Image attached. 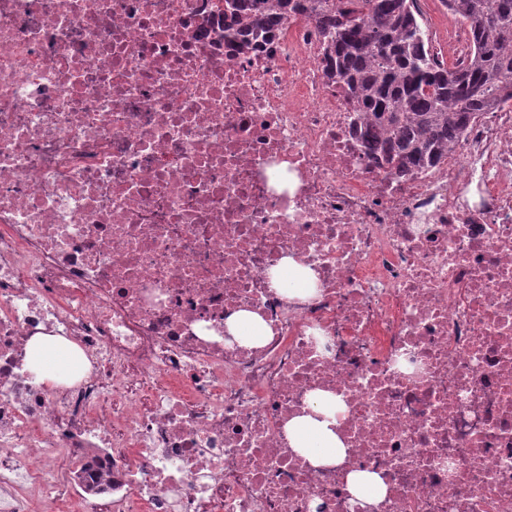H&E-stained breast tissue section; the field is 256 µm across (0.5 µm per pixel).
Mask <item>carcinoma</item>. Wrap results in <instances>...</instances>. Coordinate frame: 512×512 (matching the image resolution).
I'll return each mask as SVG.
<instances>
[{"instance_id":"cac0c4a2","label":"carcinoma","mask_w":512,"mask_h":512,"mask_svg":"<svg viewBox=\"0 0 512 512\" xmlns=\"http://www.w3.org/2000/svg\"><path fill=\"white\" fill-rule=\"evenodd\" d=\"M471 27L466 68L447 67L420 22L417 0H317L328 76L342 84L371 149L394 170L448 156L479 112L512 84V0H444ZM304 10L302 0H224V36L245 47Z\"/></svg>"}]
</instances>
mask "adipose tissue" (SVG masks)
<instances>
[{"label": "adipose tissue", "mask_w": 512, "mask_h": 512, "mask_svg": "<svg viewBox=\"0 0 512 512\" xmlns=\"http://www.w3.org/2000/svg\"><path fill=\"white\" fill-rule=\"evenodd\" d=\"M343 411L344 405L339 398L329 394L316 395L309 414L294 418L287 425L295 450L316 466L340 464L345 457V448L335 427Z\"/></svg>", "instance_id": "1"}]
</instances>
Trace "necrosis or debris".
<instances>
[{
  "label": "necrosis or debris",
  "instance_id": "necrosis-or-debris-1",
  "mask_svg": "<svg viewBox=\"0 0 512 512\" xmlns=\"http://www.w3.org/2000/svg\"><path fill=\"white\" fill-rule=\"evenodd\" d=\"M324 53L312 15L229 45L224 0H0V512H512V99L399 173ZM319 393L337 465L286 431ZM245 326L249 327V331H244ZM226 329L234 339L250 345L260 344L267 334L266 326L261 318L250 312H240L231 317L226 323ZM56 345L65 346L73 352L77 351V347L59 337L51 336H38L34 338L31 343L32 350V372L35 374L36 379L45 382L57 383L61 382L62 378L50 376L44 369V360L55 350ZM348 489L367 504H374L385 494L381 478L368 471H356L348 475Z\"/></svg>",
  "mask_w": 512,
  "mask_h": 512
}]
</instances>
